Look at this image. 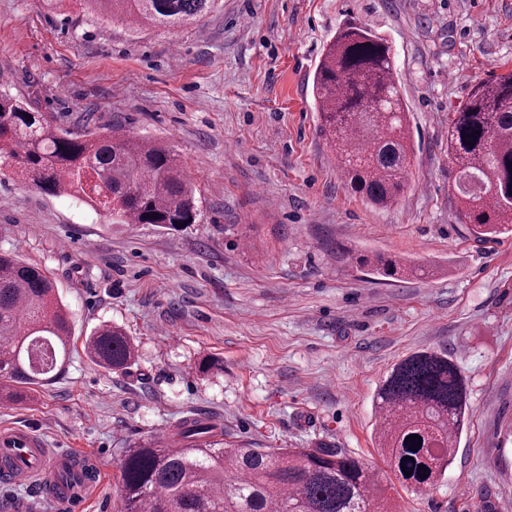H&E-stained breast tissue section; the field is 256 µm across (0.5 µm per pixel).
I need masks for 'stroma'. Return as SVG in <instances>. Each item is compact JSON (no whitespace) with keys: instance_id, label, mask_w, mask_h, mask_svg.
<instances>
[{"instance_id":"stroma-1","label":"stroma","mask_w":512,"mask_h":512,"mask_svg":"<svg viewBox=\"0 0 512 512\" xmlns=\"http://www.w3.org/2000/svg\"><path fill=\"white\" fill-rule=\"evenodd\" d=\"M348 21L392 45L416 158L385 209L348 189L319 133L314 71ZM512 69V0H222L184 29H131L40 0H0V86L67 130L119 125L178 154L196 223L116 224L0 166V253L49 273L75 338L105 322L133 340L112 372L75 346L0 425L91 459L85 512H123L119 462L171 439L190 413L228 443L328 444L371 462L395 512H512V235L475 239L454 204L448 114L471 84ZM368 249L442 273L390 284L352 262ZM448 354L466 380L455 458L404 490L374 447V397L401 360ZM221 370L199 372L202 359Z\"/></svg>"}]
</instances>
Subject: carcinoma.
Returning <instances> with one entry per match:
<instances>
[{
    "label": "carcinoma",
    "mask_w": 512,
    "mask_h": 512,
    "mask_svg": "<svg viewBox=\"0 0 512 512\" xmlns=\"http://www.w3.org/2000/svg\"><path fill=\"white\" fill-rule=\"evenodd\" d=\"M136 26L182 28L208 16L218 0H78ZM320 131L348 187L375 208L395 204L415 155L398 87L392 46L349 23L329 43L313 79ZM448 159L456 171L457 211L478 240L512 234V71L475 82L448 113ZM0 163L52 195L81 196L119 224L196 222L195 189L176 153L118 126L109 133L58 128L47 112L0 90ZM374 276L398 281L442 268L375 251L353 255ZM71 323L52 278L13 254L0 253V394L41 386L69 362ZM95 364L128 370L136 350L122 328L103 324L85 338ZM466 408L463 375L448 355L414 353L379 388L375 444L402 486H434L453 462ZM180 447L144 442L120 459L124 512H391L383 489H370L371 467L328 445L248 448L224 445V427L181 418ZM416 434L421 440H409ZM426 469H421V466ZM410 476H405V473ZM96 479L81 463L55 473L69 489Z\"/></svg>",
    "instance_id": "carcinoma-1"
}]
</instances>
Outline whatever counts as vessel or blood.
<instances>
[{"label":"vessel or blood","mask_w":512,"mask_h":512,"mask_svg":"<svg viewBox=\"0 0 512 512\" xmlns=\"http://www.w3.org/2000/svg\"><path fill=\"white\" fill-rule=\"evenodd\" d=\"M70 458V452L49 448L36 430L10 427L0 430V459L11 463L9 469L0 472V479L14 483L27 482L38 478L42 471L57 468Z\"/></svg>","instance_id":"obj_1"}]
</instances>
